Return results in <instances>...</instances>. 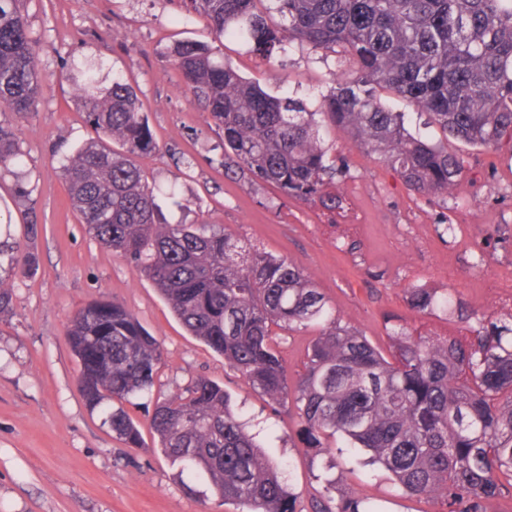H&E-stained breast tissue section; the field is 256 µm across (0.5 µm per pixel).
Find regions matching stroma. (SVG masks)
Segmentation results:
<instances>
[{"instance_id": "1", "label": "stroma", "mask_w": 512, "mask_h": 512, "mask_svg": "<svg viewBox=\"0 0 512 512\" xmlns=\"http://www.w3.org/2000/svg\"><path fill=\"white\" fill-rule=\"evenodd\" d=\"M20 8L37 44L42 95L36 112L0 115L13 126L21 154L19 165L0 170V243L17 255L34 253L36 265L15 274L9 260L0 261L12 294L0 312V512H241L180 474L157 449L152 405L128 408L145 441L136 448L116 439L101 410L86 402L66 333L72 317L100 299L121 304L157 339L154 399L200 378L223 386L277 465L297 512H311L321 461L299 434L295 404H271L223 355L191 336L151 281L99 244L73 209L60 161L95 132L67 73L91 60L104 84L117 77L136 91L157 143L156 153L139 161L145 180L177 186L175 199L160 201L164 220L215 224L300 265L336 316L383 349L390 315L417 335L458 329L446 316L411 311L406 290L414 285L450 290L482 314L512 311L487 286L493 279L512 283V244L500 243L497 233L498 225H512V150L470 151L462 191L446 199L409 192L377 156L326 130V144L348 170L336 185L343 208L332 216L272 185L226 177L223 133L191 104L181 71L169 61L180 41L216 43L206 19L186 12L180 0H22ZM220 50L242 76L273 95L304 100L312 111L337 70L333 55L297 44L274 67L237 41ZM447 224L463 235L445 234ZM316 333L277 330L289 383H296ZM344 469L339 490L376 501L382 512H441L430 499L402 494L379 467L350 459Z\"/></svg>"}]
</instances>
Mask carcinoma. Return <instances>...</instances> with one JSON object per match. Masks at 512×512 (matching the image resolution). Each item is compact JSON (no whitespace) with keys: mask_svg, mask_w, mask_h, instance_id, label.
<instances>
[{"mask_svg":"<svg viewBox=\"0 0 512 512\" xmlns=\"http://www.w3.org/2000/svg\"><path fill=\"white\" fill-rule=\"evenodd\" d=\"M20 0H0V113L36 110L38 58ZM215 36L245 43L269 65L297 43L338 56L340 76L310 112L290 96H273L214 57L212 48L182 41L170 61L191 98L224 132V169L319 203L333 214L340 196L328 191L346 176L323 129L342 131L382 159L406 188L453 196L467 156L448 140L497 151L512 147V0H183ZM81 108L98 137L61 162L72 205L100 243L120 252L150 280L194 336L224 356L271 403L294 398L301 436L314 456L336 469L362 451L406 494L445 512H488L512 487V314L478 315L450 292L413 287L417 313L439 312L461 325L450 335L393 331L390 354L341 323L299 265L246 250L227 230L167 224L158 218L155 188L138 159L156 143L136 93L114 80L101 84L93 64L70 72ZM387 92L414 102L417 118L435 126L432 141L408 127ZM13 130L0 123V167L18 161ZM318 327L303 372L288 386L273 328ZM67 336L82 367L92 408L150 393L162 353L121 305L96 301L78 312ZM104 423L132 446L141 432L122 409ZM151 428L161 451L207 480L225 502L247 512H296L287 485L266 451L230 408L224 388L196 380L186 393L155 404ZM325 481L312 512H376L357 495L334 497Z\"/></svg>","mask_w":512,"mask_h":512,"instance_id":"cac0c4a2","label":"carcinoma"}]
</instances>
